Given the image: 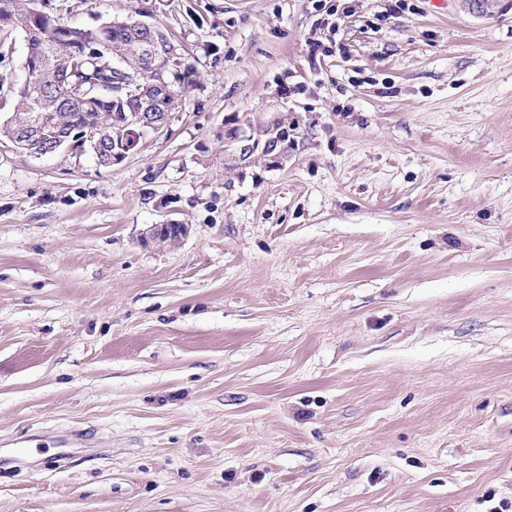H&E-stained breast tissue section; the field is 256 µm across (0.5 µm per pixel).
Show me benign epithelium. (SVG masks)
<instances>
[{
  "instance_id": "1",
  "label": "benign epithelium",
  "mask_w": 512,
  "mask_h": 512,
  "mask_svg": "<svg viewBox=\"0 0 512 512\" xmlns=\"http://www.w3.org/2000/svg\"><path fill=\"white\" fill-rule=\"evenodd\" d=\"M127 53L147 62L148 69L135 72L121 90H113V95L119 99L130 95L136 101V111L130 113L121 135L109 141L105 139V129L98 124L75 134L73 130L64 128L63 124L57 121L51 123L46 115L35 112L27 117L24 126L17 129L13 127L12 116L1 122L0 127L5 129L4 137L16 148L37 158L63 149L88 146L98 164L112 166L121 163L137 150L144 134L168 130L172 110L178 104L172 91L170 73L183 59L181 46L174 42L164 43V49L158 55L146 44L132 45L127 48ZM82 55L83 50L78 48L70 49L65 57H60L48 49L36 58L29 53L24 70L46 66L67 76ZM62 86L64 91L61 105L68 111H89L98 98V93L93 88L79 91L68 87L66 81ZM228 147L239 153L241 159L258 149L262 155L271 156L280 163L288 159V135L282 126L266 129L263 137L251 144L244 143V138L234 132L228 137ZM189 232L187 224H154L149 229V239L175 244L186 238Z\"/></svg>"
}]
</instances>
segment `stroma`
Returning <instances> with one entry per match:
<instances>
[{
  "instance_id": "obj_1",
  "label": "stroma",
  "mask_w": 512,
  "mask_h": 512,
  "mask_svg": "<svg viewBox=\"0 0 512 512\" xmlns=\"http://www.w3.org/2000/svg\"><path fill=\"white\" fill-rule=\"evenodd\" d=\"M416 4L42 0L197 84L114 166L0 144V512H512V0ZM287 130L286 127L282 126L267 128L263 133V138L256 139L251 144L247 143L243 145L240 143L243 141H251V139H244L239 133L233 132L232 135L227 138V146L234 152H239L240 159L250 156L261 147V154L263 156H271L282 163L284 160L288 159ZM187 224H154L149 229V239L162 243L175 244L188 236Z\"/></svg>"
}]
</instances>
